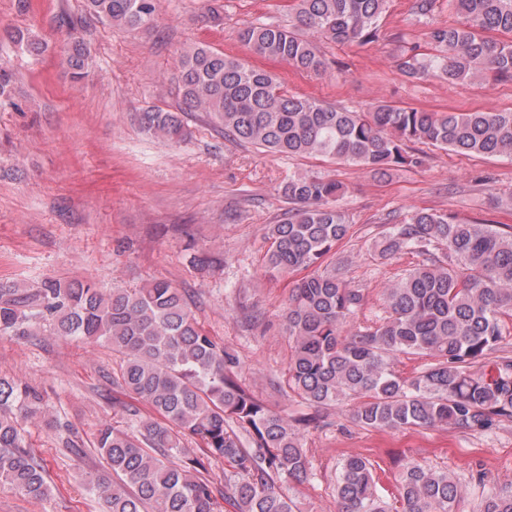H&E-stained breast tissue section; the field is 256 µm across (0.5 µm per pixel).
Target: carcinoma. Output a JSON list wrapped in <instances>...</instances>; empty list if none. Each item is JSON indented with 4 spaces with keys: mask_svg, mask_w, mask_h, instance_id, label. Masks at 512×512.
<instances>
[{
    "mask_svg": "<svg viewBox=\"0 0 512 512\" xmlns=\"http://www.w3.org/2000/svg\"><path fill=\"white\" fill-rule=\"evenodd\" d=\"M86 14L121 30L153 26L158 0H85ZM461 21H430L435 0H415L425 23L423 43L405 42L397 68L410 79L436 77L450 86L487 75L512 81V0H449ZM388 0H287L288 24L249 22L239 39L259 57L302 73L331 66L323 45L366 44L380 38ZM67 20L56 55L73 83L92 58ZM33 56L48 44L27 28L0 29ZM183 107L137 114L140 129L180 144L188 117L202 112L224 137L290 157H321L361 166L380 178L421 157L408 143L472 155L512 158V111L439 112L381 102L367 110L333 106L288 91L272 70L200 44L178 57ZM16 75L0 68V106L13 103ZM343 185L306 171L282 195L290 208L269 226L265 270L298 274L283 326L292 339L288 388L322 409L358 400L353 420L380 431L457 428L482 433L512 421V347L504 317L512 316V226L461 221L414 209L384 224L373 255L405 250L427 255L382 293L384 316L355 323L365 303L336 270V247L350 224L337 205ZM445 247L444 257L430 247ZM56 336L103 341L122 355L117 385L134 403L127 426L104 424L93 447L112 476L88 479L103 512H294L283 485L311 478L299 429L236 381L239 359L209 335L180 291L156 281L139 288L47 279L30 294L0 288V335L30 336L33 320ZM433 363L406 379L393 369L400 354ZM492 368L482 370L485 364ZM37 387L0 377V483L34 500L53 491L27 442L26 426L45 417ZM67 448L73 428L49 422ZM196 447H187L188 442ZM226 465L223 475L217 465ZM374 465L349 456L336 480L338 512H391L378 493ZM401 512H456L462 489L448 472L408 461L396 483ZM480 512H512V491L487 493Z\"/></svg>",
    "mask_w": 512,
    "mask_h": 512,
    "instance_id": "cac0c4a2",
    "label": "carcinoma"
}]
</instances>
